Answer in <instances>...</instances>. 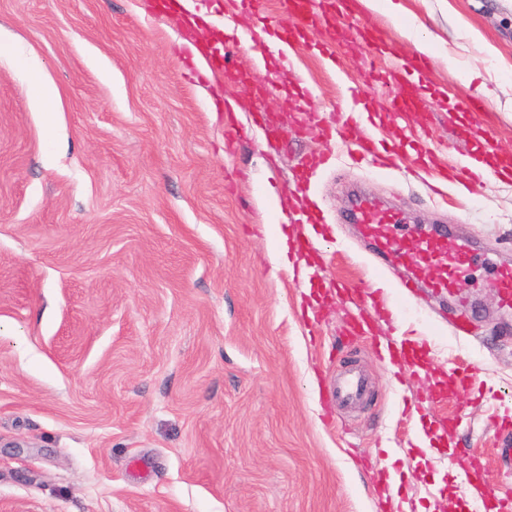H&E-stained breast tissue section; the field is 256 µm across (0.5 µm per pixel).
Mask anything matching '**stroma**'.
<instances>
[{
  "label": "stroma",
  "instance_id": "1",
  "mask_svg": "<svg viewBox=\"0 0 512 512\" xmlns=\"http://www.w3.org/2000/svg\"><path fill=\"white\" fill-rule=\"evenodd\" d=\"M156 2L0 0V512H473L459 469L476 463L490 489L512 490L491 430L512 420V313L487 287L512 262V180L443 187L326 144L305 114L342 105L326 49L346 45L343 26L304 31L295 53L267 47L263 104L282 128L268 140L248 58L217 22L231 9L238 26L257 18L238 0H192L211 18L197 33ZM403 2L402 23L442 40L413 76L425 107L380 109L398 91L396 56L416 51L389 18L364 13L379 44L345 61L356 76L377 70L368 109L384 149L425 150L433 168L512 155V0ZM197 39L219 43L227 75L197 78ZM28 63L57 92L53 117ZM461 91L486 101L496 136ZM324 150L329 165L302 173ZM302 182L316 200L306 283L272 268L278 236L261 231L296 239L272 203ZM354 189L486 254L463 288L476 335L443 326L457 299L377 289L400 275L376 269L346 223ZM400 337L414 353L388 367L381 345ZM459 357L478 374L453 370ZM351 365L367 401L327 409L326 382ZM422 394L431 402L405 417ZM391 471L395 495L376 492Z\"/></svg>",
  "mask_w": 512,
  "mask_h": 512
}]
</instances>
